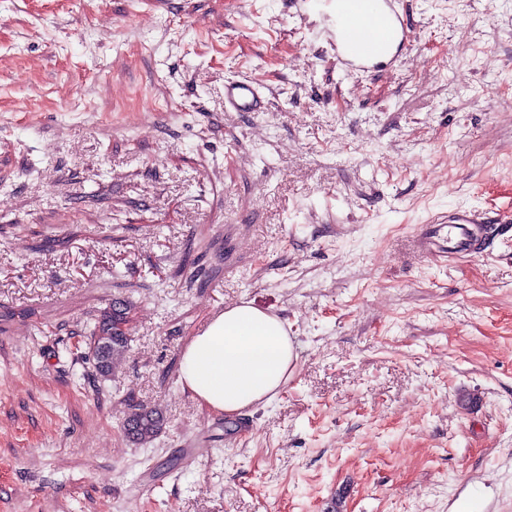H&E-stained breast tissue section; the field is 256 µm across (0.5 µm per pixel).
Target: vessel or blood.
<instances>
[{
    "instance_id": "1",
    "label": "vessel or blood",
    "mask_w": 512,
    "mask_h": 512,
    "mask_svg": "<svg viewBox=\"0 0 512 512\" xmlns=\"http://www.w3.org/2000/svg\"><path fill=\"white\" fill-rule=\"evenodd\" d=\"M335 14L332 38L345 64L361 71L380 72L385 63L413 40V30L397 8V0H327ZM224 103L236 112H261L266 97L260 86L231 83L224 88ZM483 219L475 212L459 210L445 220L419 225L418 245L433 260L474 253L485 234Z\"/></svg>"
}]
</instances>
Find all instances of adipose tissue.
Here are the masks:
<instances>
[{
  "label": "adipose tissue",
  "instance_id": "obj_1",
  "mask_svg": "<svg viewBox=\"0 0 512 512\" xmlns=\"http://www.w3.org/2000/svg\"><path fill=\"white\" fill-rule=\"evenodd\" d=\"M299 357L284 320L243 302L215 314L184 348L180 384L196 402L235 418L269 403Z\"/></svg>",
  "mask_w": 512,
  "mask_h": 512
}]
</instances>
